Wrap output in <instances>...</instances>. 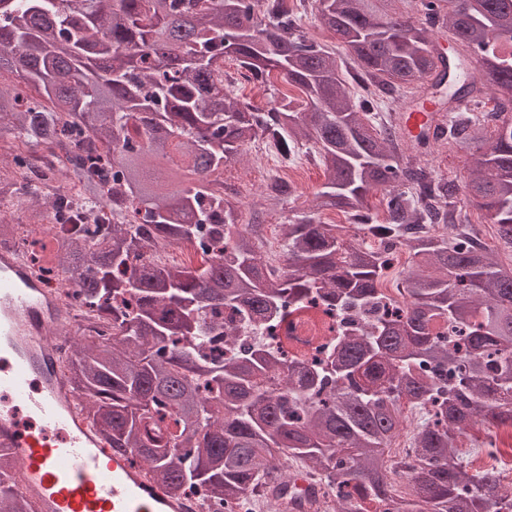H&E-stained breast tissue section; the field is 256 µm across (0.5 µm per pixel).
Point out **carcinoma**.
Here are the masks:
<instances>
[{"instance_id": "1", "label": "carcinoma", "mask_w": 512, "mask_h": 512, "mask_svg": "<svg viewBox=\"0 0 512 512\" xmlns=\"http://www.w3.org/2000/svg\"><path fill=\"white\" fill-rule=\"evenodd\" d=\"M398 0H318L317 18L358 64L352 92L336 52L308 36L284 0H0V151L67 143L57 171L19 181L25 160L0 168V238L15 236L9 211L44 199L56 209L74 190L111 222L87 241L72 223L52 236L51 270L70 287L89 328L63 365L111 450L149 467L179 499L198 493L205 512L234 501L253 512L265 491L288 504L296 465L336 490L332 512H512V493L492 471H469L456 453L475 425L512 424V271L460 223L457 186L407 153L382 106L436 75L448 83V118L416 140L469 150L464 195L512 245V0H421L416 21ZM485 51V69L435 52L428 28ZM232 56L260 85L273 72L305 96L281 94L260 109L224 90ZM493 92L496 111L477 117L458 101ZM495 122L494 136L484 137ZM263 139L285 159L314 153L322 190L283 225V263L262 260L257 225L239 228L224 199V166ZM112 179V201L102 193ZM385 190L387 218L373 223L367 195ZM278 203L294 194L268 186ZM339 209L356 230L405 246L403 306L390 313L380 280L384 251L351 244L320 215ZM428 224L451 228L432 236ZM195 243L193 267L150 260L160 245ZM354 314L325 359L244 344L229 357L236 326L316 322L310 296ZM429 406L403 462L396 492L384 456L403 407ZM14 462L0 449V512H32L13 489Z\"/></svg>"}]
</instances>
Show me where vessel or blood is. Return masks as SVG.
Returning <instances> with one entry per match:
<instances>
[{
    "instance_id": "vessel-or-blood-1",
    "label": "vessel or blood",
    "mask_w": 512,
    "mask_h": 512,
    "mask_svg": "<svg viewBox=\"0 0 512 512\" xmlns=\"http://www.w3.org/2000/svg\"><path fill=\"white\" fill-rule=\"evenodd\" d=\"M433 106L399 115L402 134L428 127ZM74 322L20 253L0 251V446L36 512H186L146 468L101 442L61 372L58 339Z\"/></svg>"
}]
</instances>
